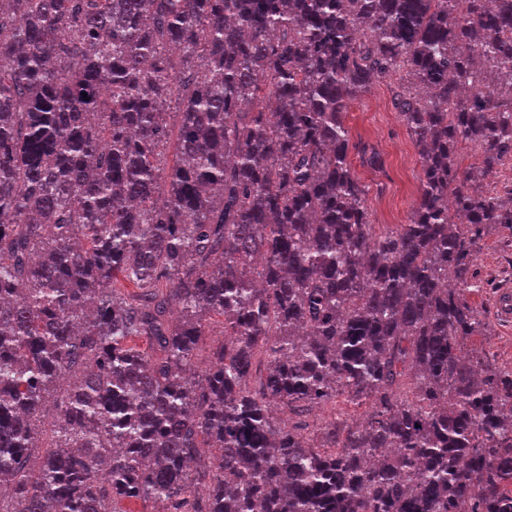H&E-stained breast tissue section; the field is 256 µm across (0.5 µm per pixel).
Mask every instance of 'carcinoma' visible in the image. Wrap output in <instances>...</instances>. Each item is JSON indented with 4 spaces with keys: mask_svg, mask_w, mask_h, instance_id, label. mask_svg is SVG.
Returning <instances> with one entry per match:
<instances>
[{
    "mask_svg": "<svg viewBox=\"0 0 512 512\" xmlns=\"http://www.w3.org/2000/svg\"><path fill=\"white\" fill-rule=\"evenodd\" d=\"M399 74L378 232L346 116ZM511 159L512 0H0V512H512V367L462 356ZM394 77L376 84L352 102L346 117L351 143L366 144L381 157L382 166L363 165L352 149V167L367 190L373 224H405L420 185V161L413 139L400 122L392 104ZM383 224V225H382Z\"/></svg>",
    "mask_w": 512,
    "mask_h": 512,
    "instance_id": "carcinoma-1",
    "label": "carcinoma"
}]
</instances>
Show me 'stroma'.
Segmentation results:
<instances>
[{
  "label": "stroma",
  "instance_id": "35a3bbf8",
  "mask_svg": "<svg viewBox=\"0 0 512 512\" xmlns=\"http://www.w3.org/2000/svg\"><path fill=\"white\" fill-rule=\"evenodd\" d=\"M395 80L376 84L352 102L346 117L351 141L365 144L381 157L382 165H364L351 153L352 167L367 190L373 223H406L420 185V161L414 142L392 104ZM512 282V231L493 232L485 241L476 266V287L467 292L483 320V335L473 337L467 348L481 350L486 360L512 367V329H503L487 311V300L502 282Z\"/></svg>",
  "mask_w": 512,
  "mask_h": 512
}]
</instances>
